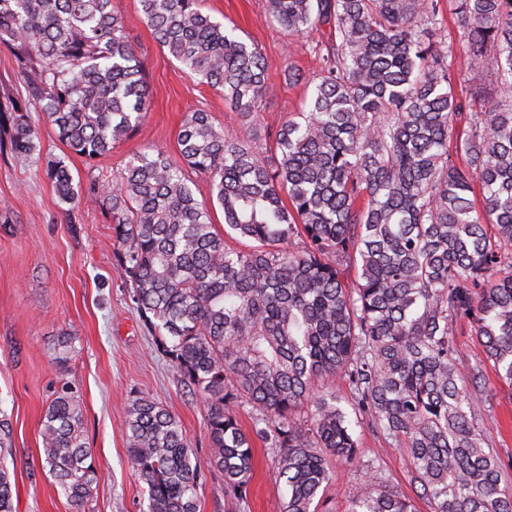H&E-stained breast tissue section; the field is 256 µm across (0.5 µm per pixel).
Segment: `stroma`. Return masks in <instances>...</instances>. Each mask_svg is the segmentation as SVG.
I'll list each match as a JSON object with an SVG mask.
<instances>
[{"label":"stroma","mask_w":512,"mask_h":512,"mask_svg":"<svg viewBox=\"0 0 512 512\" xmlns=\"http://www.w3.org/2000/svg\"><path fill=\"white\" fill-rule=\"evenodd\" d=\"M207 11L239 36L259 45L267 65V89L256 112L241 119L225 105L222 93L199 84L156 42L138 0H114L144 64L151 110L137 133L117 144L98 162L100 178L112 179L134 154L164 150L178 159L177 138L186 113L209 112L216 127L243 140H271L290 113L301 111L310 94L305 84L290 85L287 71L313 77L319 62L311 43L332 39L328 27L294 37L275 25L266 0H206ZM452 75L465 94L484 104L495 98L494 71L474 73L467 66L468 42L457 23L446 19ZM42 148L40 160L0 153V413L13 429L16 512H69L54 478L41 465L43 415L63 382H70L82 409V434L93 451L98 484L86 512H146L133 462L126 448L128 402L146 396L164 405L182 428L204 468L198 486L199 512H281L283 485L276 474L278 450L255 440L254 473L243 499L230 497L223 475L207 468L210 454L206 406L156 348L131 298L129 282L117 271L120 250L112 226L100 209L61 202L42 173L48 160H59L75 182L88 184L83 159L58 138L38 107H31ZM454 340L486 402L477 417L490 448L512 458V388L499 380L486 361L467 322L453 325ZM68 338L65 364L55 361L58 343ZM356 428L360 467L335 464L325 503L327 512H346L365 474L382 489L413 499L419 512H430L408 473L394 439L361 416Z\"/></svg>","instance_id":"obj_1"}]
</instances>
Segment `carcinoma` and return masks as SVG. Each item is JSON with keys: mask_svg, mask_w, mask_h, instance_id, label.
Masks as SVG:
<instances>
[{"mask_svg": "<svg viewBox=\"0 0 512 512\" xmlns=\"http://www.w3.org/2000/svg\"><path fill=\"white\" fill-rule=\"evenodd\" d=\"M156 41L245 118L266 91L253 43L203 0H139ZM469 67L492 69L500 94L474 110L448 65L438 0H267L292 36L328 26L308 111L273 143L244 141L188 113L181 163L134 155L115 181L92 178L84 199L106 212L117 270L157 349L203 398L210 466L237 499L252 480L253 437L279 448L282 512H318L332 461L359 464L351 420L327 382L354 384L360 410L403 442L431 512H512V465L474 419L483 394L462 385L452 340L466 320L496 376L512 386V0H450ZM0 44L26 64L28 101L87 167L131 138L150 88L112 0H0ZM7 148L40 151L27 106L0 103ZM209 178L228 246L187 170ZM59 198L78 191L48 161ZM251 406L254 428L237 407ZM82 410L65 382L43 417V467L71 512L96 491ZM127 449L148 512H198L201 464L180 422L145 396L125 411ZM12 428L0 419V512H15ZM346 512H417L412 500L356 489Z\"/></svg>", "mask_w": 512, "mask_h": 512, "instance_id": "obj_1", "label": "carcinoma"}]
</instances>
